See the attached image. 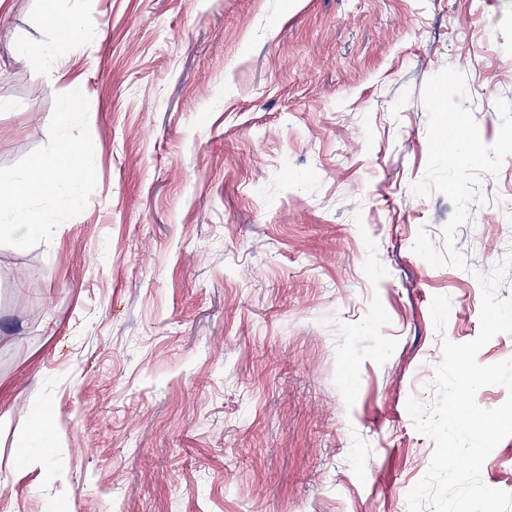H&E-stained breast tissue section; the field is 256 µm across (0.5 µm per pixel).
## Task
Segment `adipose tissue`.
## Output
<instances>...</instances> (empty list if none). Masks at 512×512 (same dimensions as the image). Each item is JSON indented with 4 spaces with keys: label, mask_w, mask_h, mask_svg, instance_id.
Instances as JSON below:
<instances>
[{
    "label": "adipose tissue",
    "mask_w": 512,
    "mask_h": 512,
    "mask_svg": "<svg viewBox=\"0 0 512 512\" xmlns=\"http://www.w3.org/2000/svg\"><path fill=\"white\" fill-rule=\"evenodd\" d=\"M83 175L81 148L77 142L67 141L38 159L27 175L8 179L6 187H0V213L8 216L7 223L0 225V233L18 240L45 234L49 221L33 209L34 196L52 194L61 179L78 181Z\"/></svg>",
    "instance_id": "1"
}]
</instances>
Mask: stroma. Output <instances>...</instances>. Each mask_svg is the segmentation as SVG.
Returning <instances> with one entry per match:
<instances>
[{
    "label": "stroma",
    "mask_w": 512,
    "mask_h": 512,
    "mask_svg": "<svg viewBox=\"0 0 512 512\" xmlns=\"http://www.w3.org/2000/svg\"><path fill=\"white\" fill-rule=\"evenodd\" d=\"M58 2L80 51L0 15V174L86 171L0 235V512H407V401L512 252V0ZM481 478L512 492V437Z\"/></svg>",
    "instance_id": "1"
}]
</instances>
